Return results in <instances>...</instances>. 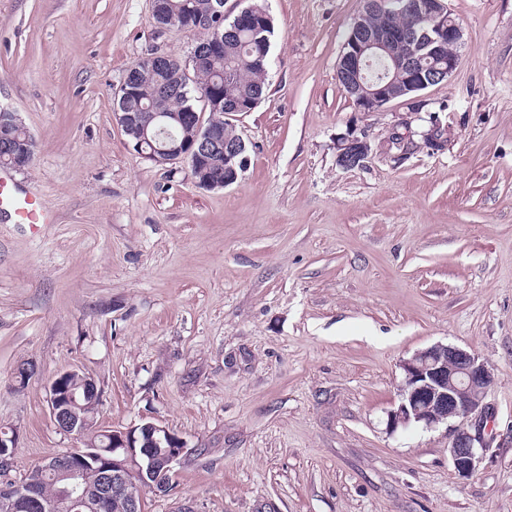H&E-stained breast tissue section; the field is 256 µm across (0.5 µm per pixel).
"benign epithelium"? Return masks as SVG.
<instances>
[{
    "label": "benign epithelium",
    "mask_w": 512,
    "mask_h": 512,
    "mask_svg": "<svg viewBox=\"0 0 512 512\" xmlns=\"http://www.w3.org/2000/svg\"><path fill=\"white\" fill-rule=\"evenodd\" d=\"M367 7L387 18L405 10H413L430 23L421 34L387 24L374 37L361 34L355 24L347 37L337 68V76L354 94L353 104L361 112H375L389 103L394 95L384 84L389 70L405 73L402 93L414 94L429 87L423 69L413 57L401 48L415 40L425 42L429 53L442 63L435 70L438 77L449 78L459 63V48L463 33L456 23L448 22L450 10L447 0H365ZM269 14L241 9L231 22L230 32L249 27L257 32L266 28ZM224 48V33L218 32L205 43L195 46L191 62L199 70L210 65L214 54ZM389 56L377 79L363 85L372 59L380 54ZM135 81L125 78L114 96V117L127 136L136 139L139 155L157 164L187 162L195 171V184L205 190L222 189L238 179V170L248 162L246 145L224 148V178L212 176L210 155L219 148L217 123H204L197 112L187 113L194 127V136L176 139L152 146L150 152L142 146L151 142L149 124L133 113L125 111L127 98L134 93ZM368 146L354 132L340 139L338 161L345 168L365 157ZM35 141L30 133L15 144H0V165L19 170L17 158L34 157ZM404 381L400 401L389 415V424H417L426 430L445 427L450 437L449 454L454 472L468 478L476 471L480 430L472 431L466 421L483 411V401L494 375L475 353L451 344L436 343L419 350L402 363ZM101 400V390L93 377L80 371L68 370L57 376L49 388V409L57 429L65 434L87 439L86 448L63 455L52 456L39 464V470L25 482H0V509L3 512H81L91 508L94 512H107L112 501L125 503L128 512H142L145 490L163 492L168 486L174 464L184 451L183 442L169 430L154 423L126 430L98 429L94 415ZM166 444L163 455H154L153 449ZM16 448V435L0 430V473L5 471ZM52 474L57 493L47 503L42 494L43 474ZM98 479L94 502L88 501V476Z\"/></svg>",
    "instance_id": "benign-epithelium-1"
}]
</instances>
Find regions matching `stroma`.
I'll return each instance as SVG.
<instances>
[{"label": "stroma", "mask_w": 512, "mask_h": 512, "mask_svg": "<svg viewBox=\"0 0 512 512\" xmlns=\"http://www.w3.org/2000/svg\"><path fill=\"white\" fill-rule=\"evenodd\" d=\"M259 2L269 87L233 115L248 164L204 190L113 116L133 62H188L197 33L158 29L151 0H0V107L36 142L10 177L54 218L0 215V479L80 448L47 402L78 369L99 425L185 445L144 512H512V0H449L456 70L377 112L336 77L363 0ZM351 130L368 153L346 169ZM437 343L494 374L466 480L444 429L388 423L402 362Z\"/></svg>", "instance_id": "stroma-1"}]
</instances>
